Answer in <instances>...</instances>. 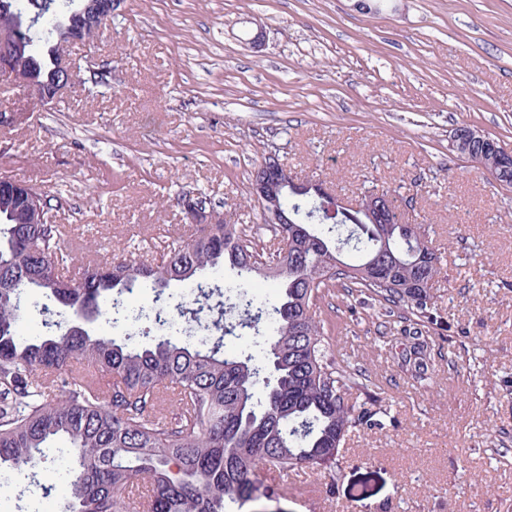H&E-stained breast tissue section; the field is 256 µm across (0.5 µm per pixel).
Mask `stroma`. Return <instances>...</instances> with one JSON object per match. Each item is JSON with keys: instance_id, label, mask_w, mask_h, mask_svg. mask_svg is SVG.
I'll use <instances>...</instances> for the list:
<instances>
[{"instance_id": "1", "label": "stroma", "mask_w": 512, "mask_h": 512, "mask_svg": "<svg viewBox=\"0 0 512 512\" xmlns=\"http://www.w3.org/2000/svg\"><path fill=\"white\" fill-rule=\"evenodd\" d=\"M72 54L104 83L0 131V169L64 193L73 252L191 235L185 191L261 229L251 180L273 155L350 202L395 191L441 258L431 380L366 306L322 303L332 359L381 381L390 421L348 435L335 485L259 471L264 512H512V187L451 143L468 126L512 150V0H121ZM66 465L51 447L0 475V504L65 512Z\"/></svg>"}]
</instances>
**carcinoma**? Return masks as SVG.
<instances>
[{
    "mask_svg": "<svg viewBox=\"0 0 512 512\" xmlns=\"http://www.w3.org/2000/svg\"><path fill=\"white\" fill-rule=\"evenodd\" d=\"M78 0H0V24L16 30L10 61L28 81H56V45L83 35L33 17L68 19ZM0 170V472L32 471L43 448L68 442V512H228L265 496L253 479L305 465L335 482L346 437L384 425L380 387L368 370L330 358L319 318L328 298L363 299L380 326L409 348L402 364L420 381L445 361L434 283L439 256L422 225L404 221L398 199L374 222L288 187V224L260 247L243 224H199L151 261L122 251L76 265L66 225L42 185H15ZM236 281L220 285L226 269ZM273 278L267 297L249 291ZM199 293L176 304L173 287ZM150 290L146 305L124 300ZM47 315L25 328L23 302ZM158 331L136 342L140 324ZM266 323L271 337L260 335ZM357 390L363 399L352 397ZM176 406L171 417L161 414ZM146 491L134 497V486Z\"/></svg>",
    "mask_w": 512,
    "mask_h": 512,
    "instance_id": "cac0c4a2",
    "label": "carcinoma"
}]
</instances>
